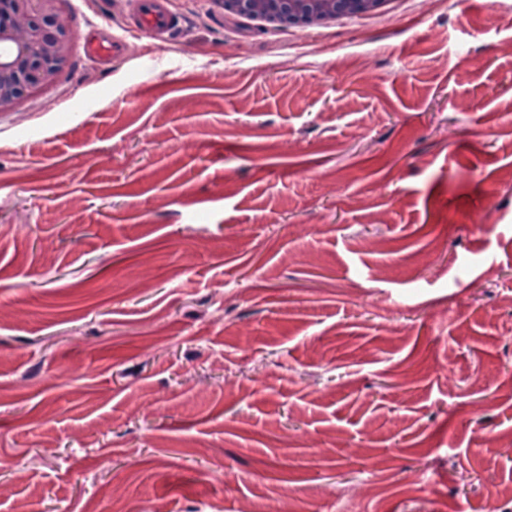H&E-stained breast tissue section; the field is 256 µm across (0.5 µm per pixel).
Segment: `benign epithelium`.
<instances>
[{
  "instance_id": "7a95c632",
  "label": "benign epithelium",
  "mask_w": 512,
  "mask_h": 512,
  "mask_svg": "<svg viewBox=\"0 0 512 512\" xmlns=\"http://www.w3.org/2000/svg\"><path fill=\"white\" fill-rule=\"evenodd\" d=\"M60 0H0V112L55 82L69 61L72 35L60 21ZM224 12L302 26L372 13L387 0H220Z\"/></svg>"
}]
</instances>
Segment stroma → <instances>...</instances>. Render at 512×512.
Here are the masks:
<instances>
[{
  "mask_svg": "<svg viewBox=\"0 0 512 512\" xmlns=\"http://www.w3.org/2000/svg\"><path fill=\"white\" fill-rule=\"evenodd\" d=\"M0 112V512H512V0L301 27L60 0ZM177 25L178 20L169 12L166 0H139L138 14L129 32L134 35H159L173 30Z\"/></svg>",
  "mask_w": 512,
  "mask_h": 512,
  "instance_id": "stroma-1",
  "label": "stroma"
}]
</instances>
